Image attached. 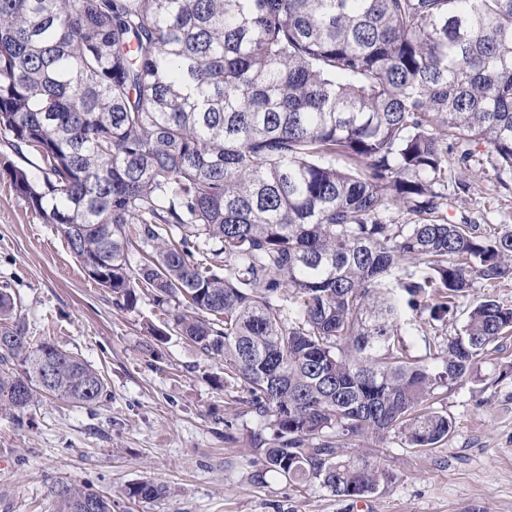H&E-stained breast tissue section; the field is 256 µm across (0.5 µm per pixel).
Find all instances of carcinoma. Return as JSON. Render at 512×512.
Here are the masks:
<instances>
[{
  "mask_svg": "<svg viewBox=\"0 0 512 512\" xmlns=\"http://www.w3.org/2000/svg\"><path fill=\"white\" fill-rule=\"evenodd\" d=\"M0 130L41 164L40 183L12 166L16 192L118 307H186L175 328L244 393L262 472L295 487L392 482L340 442L438 447L436 404L512 338L490 296L431 362L402 334L406 307L438 320L474 281L512 283V228L449 221L445 193L450 163L472 190L479 143L512 173V0H0ZM133 237L152 248L135 267ZM13 309L1 292L0 407L98 403L102 374Z\"/></svg>",
  "mask_w": 512,
  "mask_h": 512,
  "instance_id": "cac0c4a2",
  "label": "carcinoma"
}]
</instances>
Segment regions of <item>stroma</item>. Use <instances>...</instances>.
<instances>
[{"mask_svg": "<svg viewBox=\"0 0 512 512\" xmlns=\"http://www.w3.org/2000/svg\"><path fill=\"white\" fill-rule=\"evenodd\" d=\"M0 130V292L11 294L27 333L89 362L106 383L93 406L45 400L0 410V512H58L52 490L78 484L111 497L112 512H512V346L484 362L480 378L456 386L443 409L453 421L447 440L429 453L397 434L355 437L360 452L392 483L362 499L320 486L299 490L261 473L247 435L256 423L242 412L240 391L224 365L173 331L175 305L142 296L135 309L115 305L89 279L56 225L45 223L13 187L9 168L38 183L36 161L21 158ZM484 176L453 201L451 220L480 231L512 228V175L498 183L487 145L476 148ZM512 305V288L475 283L434 327H407L416 356L461 331L476 298ZM164 489L132 500L129 485Z\"/></svg>", "mask_w": 512, "mask_h": 512, "instance_id": "stroma-1", "label": "stroma"}]
</instances>
